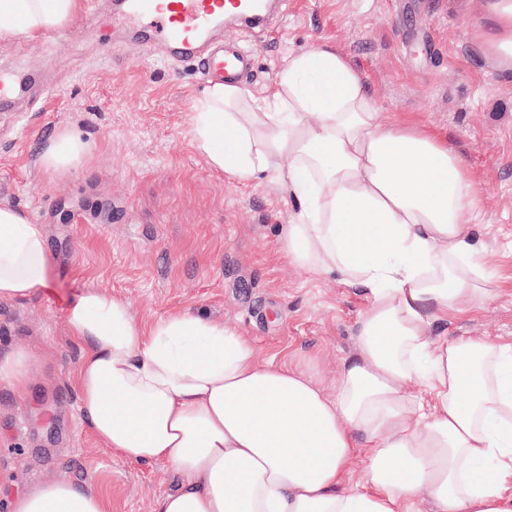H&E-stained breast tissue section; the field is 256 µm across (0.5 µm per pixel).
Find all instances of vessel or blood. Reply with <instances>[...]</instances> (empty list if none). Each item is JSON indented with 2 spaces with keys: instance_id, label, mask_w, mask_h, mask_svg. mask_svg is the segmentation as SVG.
I'll list each match as a JSON object with an SVG mask.
<instances>
[{
  "instance_id": "1",
  "label": "vessel or blood",
  "mask_w": 512,
  "mask_h": 512,
  "mask_svg": "<svg viewBox=\"0 0 512 512\" xmlns=\"http://www.w3.org/2000/svg\"><path fill=\"white\" fill-rule=\"evenodd\" d=\"M125 11L137 18L140 36L159 44L174 62H195L213 81L233 82L245 76L252 57L241 47L228 44L214 50L208 46L213 27L238 20L264 27L268 0H126Z\"/></svg>"
}]
</instances>
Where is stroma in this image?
<instances>
[{"instance_id": "obj_1", "label": "stroma", "mask_w": 512, "mask_h": 512, "mask_svg": "<svg viewBox=\"0 0 512 512\" xmlns=\"http://www.w3.org/2000/svg\"><path fill=\"white\" fill-rule=\"evenodd\" d=\"M484 3L282 0L268 30L228 22L212 37L252 54L247 81L260 98L288 55L330 43L363 71L380 119L423 122L463 155L481 198L471 234L502 290L431 333L512 344V65L478 36L489 25ZM0 72L29 81L0 111V204L43 226L51 260L46 287L0 299V357L29 356L24 387L0 383V512L50 480L103 495L109 512H156L180 478L91 433L73 383L81 347L67 329L70 304L95 288L127 300L144 323L195 310L241 329L259 359L311 368L331 394L357 351L366 301L337 276L289 262L280 229L295 201L270 177L226 180L196 152L192 104L207 79L144 45L116 0H81L66 36L0 43ZM65 129L93 153L56 175L39 155Z\"/></svg>"}]
</instances>
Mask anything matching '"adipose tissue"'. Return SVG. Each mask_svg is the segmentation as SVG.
Segmentation results:
<instances>
[{
    "label": "adipose tissue",
    "instance_id": "ef3b65f1",
    "mask_svg": "<svg viewBox=\"0 0 512 512\" xmlns=\"http://www.w3.org/2000/svg\"><path fill=\"white\" fill-rule=\"evenodd\" d=\"M79 0H0V42L74 22ZM484 41L512 63V0H486ZM191 138L216 171L265 174L297 201L280 231L289 260L338 273L367 301L334 394L288 361L259 360L236 328L190 311L140 323L89 288L67 312L82 347L74 374L93 435L138 463L168 464L179 486L158 512H512V345L432 338L483 308L500 283L468 230L479 207L462 156L426 125L380 122L355 64L323 42L290 55L275 89L211 84ZM91 145L59 132L42 166L83 167ZM290 157L281 166V157ZM42 225L0 206V299L45 287ZM422 384L424 395L410 391ZM371 450L362 486L354 458ZM13 512H106L103 498L53 480Z\"/></svg>",
    "mask_w": 512,
    "mask_h": 512
}]
</instances>
